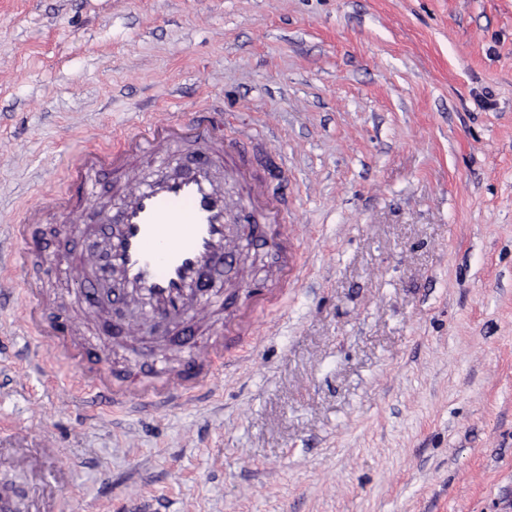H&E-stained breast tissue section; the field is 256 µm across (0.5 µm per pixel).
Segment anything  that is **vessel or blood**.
<instances>
[{"label": "vessel or blood", "instance_id": "b4317fda", "mask_svg": "<svg viewBox=\"0 0 512 512\" xmlns=\"http://www.w3.org/2000/svg\"><path fill=\"white\" fill-rule=\"evenodd\" d=\"M223 119L218 111L197 114L189 143L196 157L189 161L183 151L187 143L163 135L149 114L132 113L111 146L87 149L70 169L67 192L31 206L12 225L13 248L8 259H0V283L25 272L29 304L22 320L71 360L80 378L76 405L100 402L138 413L175 409L195 398L223 366L224 339L238 326H212L201 337L190 317L223 307L224 284L214 273L232 260L237 244L255 239L261 225L271 228L277 278L300 280L283 222L288 202L268 193L253 166L250 145L261 134L254 129L225 138ZM228 178L241 187L233 204L224 194ZM107 187L118 200L112 210L99 207ZM95 208L99 222L85 223V212ZM60 221L75 225L78 236L93 244L76 262L83 271V287L74 293L85 315L81 321L62 323L48 312V283L29 270L39 252L33 226ZM103 300L133 318L173 323L195 337V349L177 364H158L148 384L139 373L114 372L109 362L96 358L84 324Z\"/></svg>", "mask_w": 512, "mask_h": 512}]
</instances>
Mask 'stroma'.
I'll use <instances>...</instances> for the list:
<instances>
[{"mask_svg": "<svg viewBox=\"0 0 512 512\" xmlns=\"http://www.w3.org/2000/svg\"><path fill=\"white\" fill-rule=\"evenodd\" d=\"M288 166L307 275L198 402L72 403L0 307L21 512H512V0H0V239L130 113ZM55 287L79 237L42 227Z\"/></svg>", "mask_w": 512, "mask_h": 512, "instance_id": "35a3bbf8", "label": "stroma"}]
</instances>
